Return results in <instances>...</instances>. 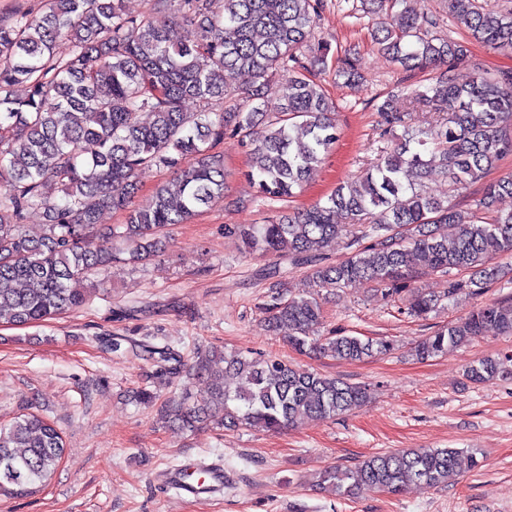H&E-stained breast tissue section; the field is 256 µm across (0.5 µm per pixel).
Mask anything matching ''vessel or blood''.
Listing matches in <instances>:
<instances>
[{
    "mask_svg": "<svg viewBox=\"0 0 512 512\" xmlns=\"http://www.w3.org/2000/svg\"><path fill=\"white\" fill-rule=\"evenodd\" d=\"M155 479L163 489L180 497L204 501L223 493L229 476L222 462L196 455L158 471Z\"/></svg>",
    "mask_w": 512,
    "mask_h": 512,
    "instance_id": "obj_1",
    "label": "vessel or blood"
}]
</instances>
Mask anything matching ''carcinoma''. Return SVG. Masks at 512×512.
<instances>
[{
    "instance_id": "carcinoma-1",
    "label": "carcinoma",
    "mask_w": 512,
    "mask_h": 512,
    "mask_svg": "<svg viewBox=\"0 0 512 512\" xmlns=\"http://www.w3.org/2000/svg\"><path fill=\"white\" fill-rule=\"evenodd\" d=\"M149 13L130 14L125 0H40L38 11L17 8L0 16V323L45 322L81 307L94 284L92 273L128 260L149 261L166 248L164 230L183 224L224 195V158L217 147L239 137L250 150L246 176L261 197L286 201L297 194L339 140L335 106L318 75L327 68V46H311L325 0H148ZM410 0H360L361 10L382 16L389 3L402 9L379 21L372 38L404 71L432 65L445 70L424 90L400 86L377 106L386 146L355 182H344L324 201L284 213L259 226L235 225L246 248L261 256H287L311 266L317 288L379 283L390 295L421 272L466 271L448 280L446 297L482 287L496 277L491 260L512 254V212L487 216L495 201L512 196V176L483 188L479 210L458 208L403 175L422 176L439 161L449 185L480 182L512 152L505 125H512V69L480 73L460 84L454 64L467 48L433 34L440 19L418 14ZM451 11L476 42L512 50V10L489 11L478 0H449ZM170 17L158 22L156 15ZM196 28L184 39L179 23ZM69 44L65 56L56 53ZM243 83L228 89L226 74ZM336 78L361 80L356 54L336 67ZM286 79L276 113L267 96ZM238 106L222 108L224 97ZM196 109L189 112L185 103ZM415 112H433L431 129L402 138ZM148 113L151 120L141 121ZM177 170L148 203H135L137 175L150 168ZM124 214V223L101 225V212ZM43 211L46 232L30 236L24 221ZM97 233L96 251L84 240ZM350 252L326 261L338 237ZM138 248L125 257L124 243ZM434 299L412 296L409 313L425 317ZM321 304L310 294L274 298L264 327L287 337L304 354L329 353L361 360L388 354L387 341L358 336L315 335ZM494 324L512 332V298L481 306L415 346L422 359L448 353ZM157 378L203 379L207 397L189 387L165 400L148 387L136 390L145 403L161 401V419L194 432L211 423L227 429L280 432L299 420L327 419L361 406L366 386L350 383L271 355L196 352L189 360L161 365ZM512 378L497 359L468 367L465 379L484 384ZM57 428L35 412L0 424V496H18L50 477L64 454ZM462 448H418L372 456L353 468L327 467L320 481L342 497L363 492L401 495L411 485L438 487L455 476Z\"/></svg>"
}]
</instances>
